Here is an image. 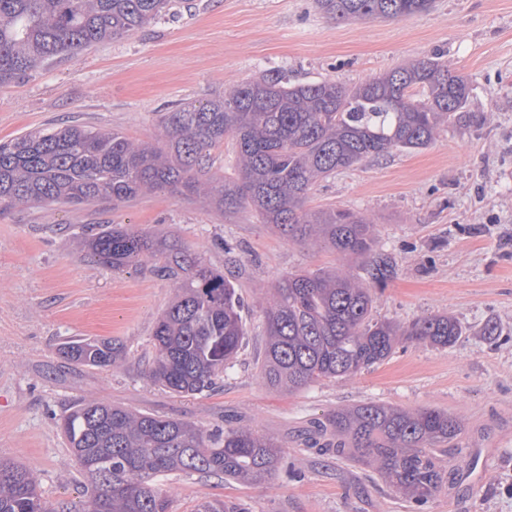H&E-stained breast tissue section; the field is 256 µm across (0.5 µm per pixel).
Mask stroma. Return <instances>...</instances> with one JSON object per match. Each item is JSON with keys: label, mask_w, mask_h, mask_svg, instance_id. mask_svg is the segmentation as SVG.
Wrapping results in <instances>:
<instances>
[{"label": "stroma", "mask_w": 512, "mask_h": 512, "mask_svg": "<svg viewBox=\"0 0 512 512\" xmlns=\"http://www.w3.org/2000/svg\"><path fill=\"white\" fill-rule=\"evenodd\" d=\"M434 56L469 78L474 120L425 149L318 181L305 206L370 218L378 250L395 263L373 292L374 317H454L464 334L452 347L408 341L374 369L277 391L259 375L260 303L282 275L336 268L362 280L361 263L289 240L251 208L224 214L177 192L0 211V458L37 473L51 512L82 498L58 423L83 399L208 429L229 421L281 442L283 468L260 484L159 476L171 512L215 498L249 512H415L373 469L306 444L314 422L367 402L461 421L460 444L476 465L422 512H512V0H434L424 14L351 21L315 0H172L135 33L0 86V141L70 122L152 141L159 113L264 74L351 87ZM115 224L179 238L234 282L247 336L214 390L182 397L151 381L153 328L174 290L149 268L115 271L83 247L85 232ZM86 337L119 343L121 359L99 370L59 356L62 343Z\"/></svg>", "instance_id": "35a3bbf8"}]
</instances>
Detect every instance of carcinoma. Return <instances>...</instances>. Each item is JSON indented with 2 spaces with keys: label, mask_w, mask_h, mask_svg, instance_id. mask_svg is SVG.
<instances>
[{
  "label": "carcinoma",
  "mask_w": 512,
  "mask_h": 512,
  "mask_svg": "<svg viewBox=\"0 0 512 512\" xmlns=\"http://www.w3.org/2000/svg\"><path fill=\"white\" fill-rule=\"evenodd\" d=\"M433 0H316L338 20L401 19ZM170 0H0V84L90 45L129 35L169 10ZM468 78L440 58L393 69L352 90L333 82L290 85L263 75L203 105L161 113L166 143L133 142L120 132L81 125L46 127L0 143V209L129 202L185 189L220 211L249 205L292 240L322 243L341 256L370 257L369 282L336 271L291 273L260 304L266 343L260 374L291 392L374 368L402 341L448 348L463 335L448 315L400 328L373 317L372 285L392 274L376 251L366 216L349 209L307 212L313 185L340 169L395 150L428 147L450 125L473 119ZM235 144V177L212 172L213 152ZM104 265L121 270L151 258L175 296L156 321L151 380L182 396L200 394L233 366L246 336L234 284L187 245L164 234L115 225L85 237ZM68 361L109 370L122 357L110 339L61 345ZM85 478L79 507L67 512H169L156 478L169 473L260 483L278 470L281 445L227 425L207 429L103 401H79L59 422ZM460 421L446 411L364 403L319 423L323 447L372 467L407 501L425 505L460 473L443 465L459 454ZM0 512H50L33 469L0 459ZM194 512H247L205 500Z\"/></svg>",
  "instance_id": "cac0c4a2"
}]
</instances>
